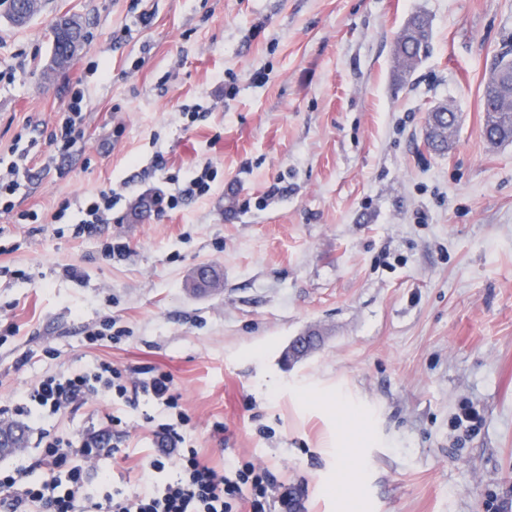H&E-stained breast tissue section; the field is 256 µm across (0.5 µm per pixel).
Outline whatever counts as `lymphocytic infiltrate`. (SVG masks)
Returning a JSON list of instances; mask_svg holds the SVG:
<instances>
[{"label": "lymphocytic infiltrate", "mask_w": 512, "mask_h": 512, "mask_svg": "<svg viewBox=\"0 0 512 512\" xmlns=\"http://www.w3.org/2000/svg\"><path fill=\"white\" fill-rule=\"evenodd\" d=\"M65 96V107L47 137L54 148L46 159L50 165L85 136V92L71 84ZM143 396L167 410L169 420L153 431L152 442L160 453L143 464L138 489L130 494L112 489L111 478L96 470L102 458L119 450L110 439L112 427L121 423L119 416L103 413L98 424L72 436L44 427L47 419L77 414L96 400L133 408ZM181 399L171 374L145 368L130 376L98 357L81 371L38 378L23 391L19 403L0 406V427L40 425L39 456L26 467L0 469V506L7 512H267L270 495L277 489L290 512H302V492L282 487L270 469L249 461L221 468L204 461L190 443L191 418L183 411ZM170 464L178 476L163 479ZM61 470L67 477L63 483L57 476Z\"/></svg>", "instance_id": "1"}]
</instances>
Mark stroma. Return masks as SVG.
<instances>
[{
	"label": "stroma",
	"mask_w": 512,
	"mask_h": 512,
	"mask_svg": "<svg viewBox=\"0 0 512 512\" xmlns=\"http://www.w3.org/2000/svg\"><path fill=\"white\" fill-rule=\"evenodd\" d=\"M418 11L430 50L398 87L393 42ZM64 14L86 44L49 84ZM507 50L512 0H45L25 25L0 16V167L33 138L47 152L68 82L87 98L83 142L15 176L17 211L42 223L0 211V403L94 357L154 367L206 461L269 468L305 512H512V142L489 144L482 112ZM443 101L459 124L435 154ZM158 153L166 169L139 176ZM205 162L207 195L143 216L140 199ZM110 187L111 223L75 236ZM202 265L220 280L199 292ZM107 321L121 342L88 345ZM307 333L316 349L286 363ZM465 405L476 430L454 424ZM151 452L141 430L101 465L130 491Z\"/></svg>",
	"instance_id": "1"
}]
</instances>
